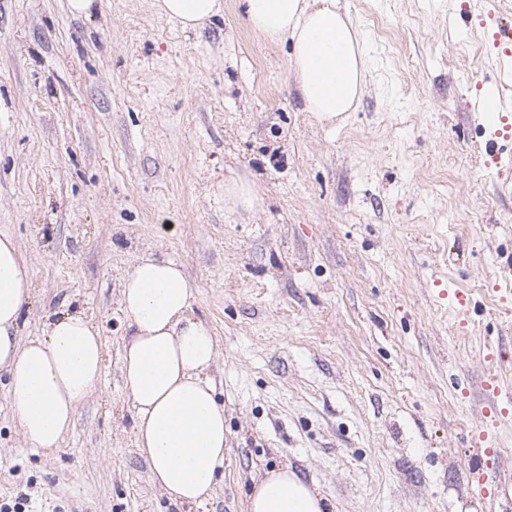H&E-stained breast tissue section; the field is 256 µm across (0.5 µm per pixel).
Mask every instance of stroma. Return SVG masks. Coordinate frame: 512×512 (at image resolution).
<instances>
[{"mask_svg":"<svg viewBox=\"0 0 512 512\" xmlns=\"http://www.w3.org/2000/svg\"><path fill=\"white\" fill-rule=\"evenodd\" d=\"M156 0H0V234L33 282L20 334L79 313L104 369L58 448L26 446L0 371V506L9 512H245L290 466L329 512H500L471 498L489 353L512 350V173L468 102L495 71L488 8L512 0H336L367 82L318 120L291 47L241 0L195 30ZM247 180L254 209L229 210ZM178 263L218 341L224 477L200 505L149 478L119 362L124 276ZM456 288L468 316L449 305ZM224 202L230 210L252 209L255 195L248 182L234 179L224 185Z\"/></svg>","mask_w":512,"mask_h":512,"instance_id":"obj_1","label":"stroma"}]
</instances>
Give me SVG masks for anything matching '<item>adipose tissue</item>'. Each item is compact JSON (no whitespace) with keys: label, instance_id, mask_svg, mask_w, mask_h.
Listing matches in <instances>:
<instances>
[{"label":"adipose tissue","instance_id":"obj_1","mask_svg":"<svg viewBox=\"0 0 512 512\" xmlns=\"http://www.w3.org/2000/svg\"><path fill=\"white\" fill-rule=\"evenodd\" d=\"M251 29L292 45L290 68L308 111L326 121L352 111L365 87L363 44L336 0H243ZM165 16L194 29L224 15V0H157ZM194 289L173 261L145 256L122 282L131 329L120 359L135 412V441L152 482L178 504H198L224 468V407L209 371L216 339L189 316ZM32 297L28 267L15 242L0 238V370L24 444L57 448L78 409L97 391L104 368L100 333L66 314L42 335L17 330ZM246 512H327L325 500L290 467L267 471L247 497Z\"/></svg>","mask_w":512,"mask_h":512}]
</instances>
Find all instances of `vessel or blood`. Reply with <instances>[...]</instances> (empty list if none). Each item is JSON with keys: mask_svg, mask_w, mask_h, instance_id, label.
<instances>
[{"mask_svg": "<svg viewBox=\"0 0 512 512\" xmlns=\"http://www.w3.org/2000/svg\"><path fill=\"white\" fill-rule=\"evenodd\" d=\"M489 55L491 59H512V28L501 23L498 14L489 16ZM471 108L488 124L490 136L486 152L500 167L512 165V155L504 153L502 145L512 140V104L502 96L499 88L489 87L471 101ZM484 392L488 404L484 409V423L474 435V442L483 449L482 456L470 459L466 467L477 473L487 467L489 459L501 457L503 451L496 445V434L501 426L512 423V393L505 391L498 372L487 373ZM470 495L481 502L508 503L512 501V475L502 472L490 483L476 481Z\"/></svg>", "mask_w": 512, "mask_h": 512, "instance_id": "obj_1", "label": "vessel or blood"}]
</instances>
